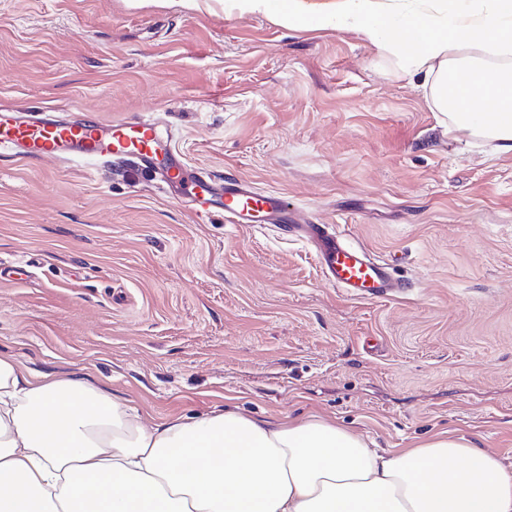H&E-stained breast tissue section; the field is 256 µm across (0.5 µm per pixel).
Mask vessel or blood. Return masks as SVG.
Listing matches in <instances>:
<instances>
[{
	"label": "vessel or blood",
	"instance_id": "1",
	"mask_svg": "<svg viewBox=\"0 0 512 512\" xmlns=\"http://www.w3.org/2000/svg\"><path fill=\"white\" fill-rule=\"evenodd\" d=\"M0 147L22 159L55 158L68 162L127 161L164 184L182 181L186 163L171 139L162 137L156 119L133 116L109 123L99 119L64 123L51 115H33L0 104ZM196 213L223 212L231 224H274L310 245L326 280L350 297L379 301L412 290L393 265L372 259L331 224H313L289 206L279 192L254 188L239 178L198 172L192 189Z\"/></svg>",
	"mask_w": 512,
	"mask_h": 512
}]
</instances>
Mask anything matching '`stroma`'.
Returning a JSON list of instances; mask_svg holds the SVG:
<instances>
[{"label":"stroma","instance_id":"35a3bbf8","mask_svg":"<svg viewBox=\"0 0 512 512\" xmlns=\"http://www.w3.org/2000/svg\"><path fill=\"white\" fill-rule=\"evenodd\" d=\"M0 101L159 118L189 170L347 225L412 280L347 296L308 246L198 216L137 167L0 153V354L150 426L319 415L378 448L445 431L512 470V154L450 128L354 27L224 0H0Z\"/></svg>","mask_w":512,"mask_h":512}]
</instances>
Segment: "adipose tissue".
I'll return each mask as SVG.
<instances>
[{"label":"adipose tissue","mask_w":512,"mask_h":512,"mask_svg":"<svg viewBox=\"0 0 512 512\" xmlns=\"http://www.w3.org/2000/svg\"><path fill=\"white\" fill-rule=\"evenodd\" d=\"M288 29L358 28L421 74L452 127L512 153V70L465 58L512 51V0L390 13L383 0H225ZM512 512V473L442 432L369 447L319 416L235 410L144 426L128 406L70 378L23 374L0 357V512Z\"/></svg>","instance_id":"obj_1"}]
</instances>
